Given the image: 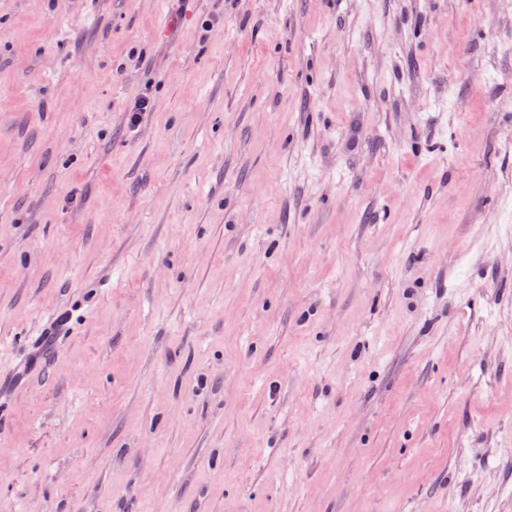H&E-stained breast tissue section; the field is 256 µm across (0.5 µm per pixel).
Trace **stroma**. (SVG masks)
Returning a JSON list of instances; mask_svg holds the SVG:
<instances>
[{
    "label": "stroma",
    "instance_id": "obj_1",
    "mask_svg": "<svg viewBox=\"0 0 512 512\" xmlns=\"http://www.w3.org/2000/svg\"><path fill=\"white\" fill-rule=\"evenodd\" d=\"M0 512H512V10L0 0Z\"/></svg>",
    "mask_w": 512,
    "mask_h": 512
}]
</instances>
